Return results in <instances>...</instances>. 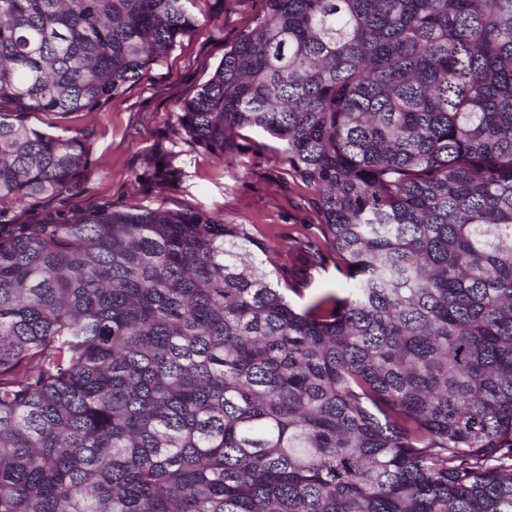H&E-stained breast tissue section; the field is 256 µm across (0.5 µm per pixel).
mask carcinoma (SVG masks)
Returning <instances> with one entry per match:
<instances>
[{"label": "carcinoma", "mask_w": 512, "mask_h": 512, "mask_svg": "<svg viewBox=\"0 0 512 512\" xmlns=\"http://www.w3.org/2000/svg\"><path fill=\"white\" fill-rule=\"evenodd\" d=\"M196 0H0V512H512V0H265L182 102L318 194L348 296L224 215L14 224Z\"/></svg>", "instance_id": "obj_1"}]
</instances>
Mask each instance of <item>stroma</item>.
<instances>
[{
	"instance_id": "stroma-1",
	"label": "stroma",
	"mask_w": 512,
	"mask_h": 512,
	"mask_svg": "<svg viewBox=\"0 0 512 512\" xmlns=\"http://www.w3.org/2000/svg\"><path fill=\"white\" fill-rule=\"evenodd\" d=\"M263 0H198L195 13L207 26L189 33L143 78L91 112L30 114L36 127L91 145L86 169L72 188L12 210L17 224H49L106 207L168 209L223 214L230 224L249 225L253 237L279 246L296 278L309 279V294L344 295L346 278L326 245L316 193L285 164L277 144L264 133L242 132L238 148L217 160L193 144L176 112L208 80L225 48L253 27ZM178 154L182 174L159 185L155 163Z\"/></svg>"
}]
</instances>
